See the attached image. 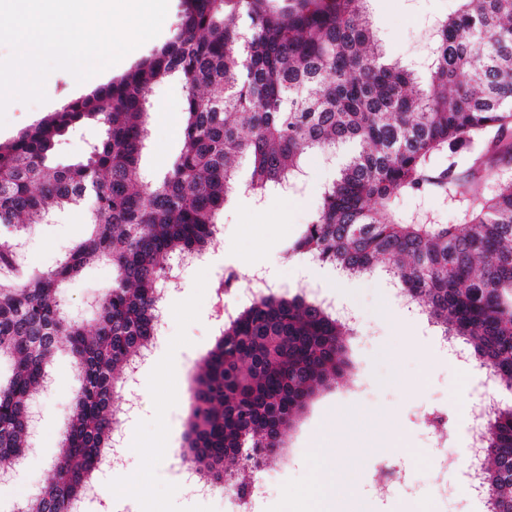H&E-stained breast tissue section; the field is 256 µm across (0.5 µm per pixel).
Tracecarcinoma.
<instances>
[{
    "instance_id": "1",
    "label": "carcinoma",
    "mask_w": 512,
    "mask_h": 512,
    "mask_svg": "<svg viewBox=\"0 0 512 512\" xmlns=\"http://www.w3.org/2000/svg\"><path fill=\"white\" fill-rule=\"evenodd\" d=\"M181 0L172 37L133 70L67 102L0 144V463L29 450V412L64 348L79 382L53 478L20 512H72L112 449L117 382L157 335L174 257L215 244L224 205L251 162L257 200L298 187L303 158L350 149L292 250L348 277L377 266L428 320L464 341L512 391V179L485 161L512 155V0H458L432 28L425 78L389 59L369 0ZM178 76L181 150L163 175L140 173L148 94ZM101 129L76 163L53 157L80 126ZM465 158L477 192L437 177L431 158ZM438 186L469 205L461 224H409L404 194ZM90 212L86 237L51 270L26 269L19 239L57 213ZM91 260L112 265L88 332L61 288ZM347 325L314 297L281 290L240 307L192 377L187 443L200 478L233 479L244 450L277 458L284 428L315 388L342 379ZM488 512H512V405L487 420Z\"/></svg>"
}]
</instances>
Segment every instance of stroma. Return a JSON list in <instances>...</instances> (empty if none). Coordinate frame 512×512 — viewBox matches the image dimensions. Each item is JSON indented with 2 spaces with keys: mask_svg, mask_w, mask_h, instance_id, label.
<instances>
[{
  "mask_svg": "<svg viewBox=\"0 0 512 512\" xmlns=\"http://www.w3.org/2000/svg\"><path fill=\"white\" fill-rule=\"evenodd\" d=\"M456 0H370L369 14L378 28L386 53L412 63L421 62L427 44L421 36L431 20L447 15ZM48 100L38 105L14 101L6 109L0 142L11 141L22 129L49 115L51 106L74 99L67 71L57 70L45 82ZM186 85L172 77L153 87L149 95L150 123L142 166L163 173L181 145ZM303 186L294 192L271 194L255 202L240 192L224 209V249L182 273L183 286L163 303L161 328L164 343L139 373V403L125 421L129 441L125 466L118 474H99L106 505L87 504L85 512H230L223 494L194 498L183 493L171 467L174 451L183 442L188 410L189 371L192 363L212 346L217 327L215 289L225 272L245 271L257 264L271 271L277 282L297 289L319 288L352 307L361 337H349L351 373L338 385L319 389L285 435V456L269 492L254 505V512H295L296 490L309 487L314 468L311 445L324 429H332L341 461L356 470V482L342 489L346 506L363 502L368 512H406L415 500L435 496L441 512H475L464 498L441 499L438 487L417 475L393 493H383L374 483L379 464H396V438L408 446L431 450L433 443L423 429L425 408L450 405L452 418L448 445H466L463 404L469 390L458 387V373L451 353L443 350L432 325L410 315L395 296L382 271L342 278L329 267L314 270L302 256L289 253L321 204V189L333 174V164L321 154L306 162ZM468 203L439 191L400 196L397 210L412 224H458ZM86 213L75 209L40 226L27 240L23 252L29 269L48 270L84 234ZM112 268L94 262L65 284L62 295L70 313L91 324L93 305L112 282ZM50 381L35 398L38 424L29 437L30 450L19 462L9 464V475L0 481V512H17L50 481L52 461L61 431L72 411L78 382L67 352L55 354L48 366ZM360 413L365 424L352 430L340 412Z\"/></svg>",
  "mask_w": 512,
  "mask_h": 512,
  "instance_id": "35a3bbf8",
  "label": "stroma"
}]
</instances>
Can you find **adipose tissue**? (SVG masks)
<instances>
[{
	"mask_svg": "<svg viewBox=\"0 0 512 512\" xmlns=\"http://www.w3.org/2000/svg\"><path fill=\"white\" fill-rule=\"evenodd\" d=\"M315 472L306 492L304 512H341L339 488L356 480V472L340 463L333 438L322 433L315 448Z\"/></svg>",
	"mask_w": 512,
	"mask_h": 512,
	"instance_id": "adipose-tissue-1",
	"label": "adipose tissue"
}]
</instances>
